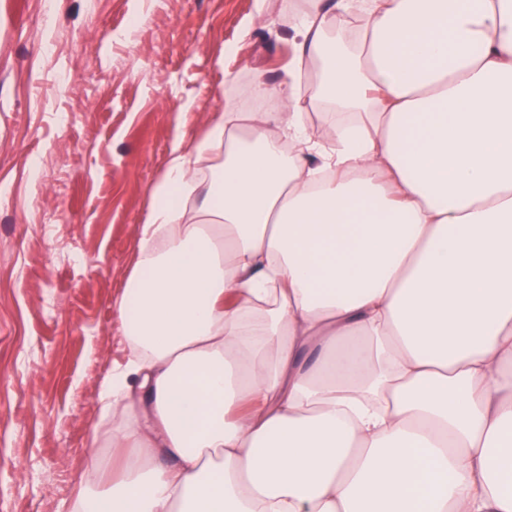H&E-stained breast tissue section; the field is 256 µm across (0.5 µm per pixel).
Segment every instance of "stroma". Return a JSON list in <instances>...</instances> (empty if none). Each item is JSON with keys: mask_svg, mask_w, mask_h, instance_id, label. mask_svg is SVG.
<instances>
[{"mask_svg": "<svg viewBox=\"0 0 512 512\" xmlns=\"http://www.w3.org/2000/svg\"><path fill=\"white\" fill-rule=\"evenodd\" d=\"M295 0H0V512H70L124 357L112 301L176 139L284 81ZM185 128H177V113Z\"/></svg>", "mask_w": 512, "mask_h": 512, "instance_id": "35a3bbf8", "label": "stroma"}]
</instances>
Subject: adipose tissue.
I'll return each instance as SVG.
<instances>
[{"instance_id": "adipose-tissue-1", "label": "adipose tissue", "mask_w": 512, "mask_h": 512, "mask_svg": "<svg viewBox=\"0 0 512 512\" xmlns=\"http://www.w3.org/2000/svg\"><path fill=\"white\" fill-rule=\"evenodd\" d=\"M293 30L151 187L72 512H512V0Z\"/></svg>"}]
</instances>
